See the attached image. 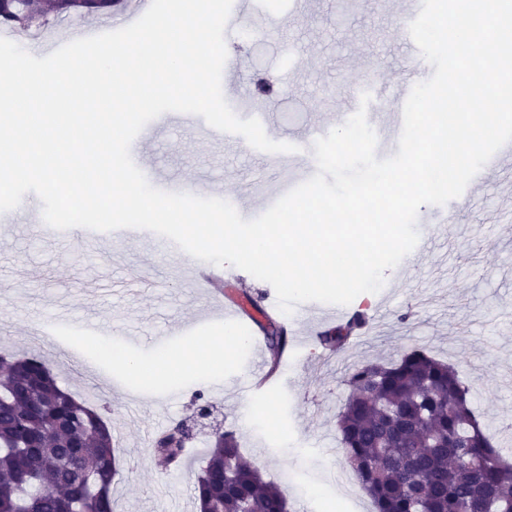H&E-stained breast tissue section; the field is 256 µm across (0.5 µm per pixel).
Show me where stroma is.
<instances>
[{"label": "stroma", "instance_id": "1", "mask_svg": "<svg viewBox=\"0 0 512 512\" xmlns=\"http://www.w3.org/2000/svg\"><path fill=\"white\" fill-rule=\"evenodd\" d=\"M413 10L414 0H233L225 41L237 68L223 73L224 97L240 118L268 113L264 131L275 141L332 130L353 81L374 75L396 90L410 58L400 23ZM141 160L160 181L232 201L246 220L308 178L304 166L280 168L276 155L216 136L201 118L156 132ZM465 194V222L449 225L410 276L386 271L395 289L388 308L344 352L328 356L310 344L287 392L266 395L260 426L230 387L249 372L251 347L175 380L135 382L97 358L102 344L152 360L182 354L200 336L254 332L207 316L206 297L182 282L190 255L163 249L148 230L131 238L118 229L108 243L47 237L38 204L0 222V355H42L61 387L100 408L120 461L115 512H196L193 484L208 434L195 435L175 470H158L152 455L156 434L193 420L199 392L214 406V423L234 431L242 454L283 491L290 512H375L337 430L355 364L419 347L454 365L487 434L512 459V175L493 170Z\"/></svg>", "mask_w": 512, "mask_h": 512}]
</instances>
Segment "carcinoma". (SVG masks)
Returning <instances> with one entry per match:
<instances>
[{"label": "carcinoma", "instance_id": "cac0c4a2", "mask_svg": "<svg viewBox=\"0 0 512 512\" xmlns=\"http://www.w3.org/2000/svg\"><path fill=\"white\" fill-rule=\"evenodd\" d=\"M122 0H0V25L22 32L72 14L110 16ZM368 317L357 311L324 331L320 344L344 351ZM277 360L287 345L269 322ZM338 413L346 461L376 512H512V462L485 434L470 388L450 364L411 349L397 360L353 366ZM179 424L156 441L155 462L180 464ZM117 474L103 415L63 389L39 355L0 356V512H114ZM203 512H285L279 487L246 462L234 432L216 433L194 484Z\"/></svg>", "mask_w": 512, "mask_h": 512}]
</instances>
